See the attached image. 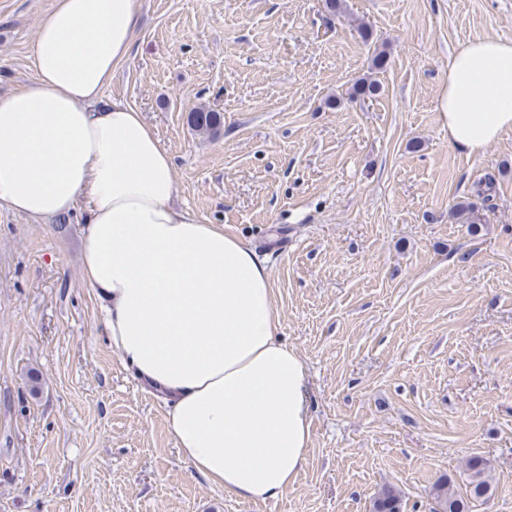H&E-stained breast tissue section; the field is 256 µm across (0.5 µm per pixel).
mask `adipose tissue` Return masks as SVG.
I'll use <instances>...</instances> for the list:
<instances>
[{"label": "adipose tissue", "mask_w": 512, "mask_h": 512, "mask_svg": "<svg viewBox=\"0 0 512 512\" xmlns=\"http://www.w3.org/2000/svg\"><path fill=\"white\" fill-rule=\"evenodd\" d=\"M142 0H55L34 78L0 94V208L82 212V273L113 349L170 406L182 457L225 493L281 498L311 443L308 376L278 337L270 273L223 226L172 204L174 164L141 112L101 93L134 47ZM448 143L472 155L512 130V40L448 63Z\"/></svg>", "instance_id": "adipose-tissue-1"}]
</instances>
